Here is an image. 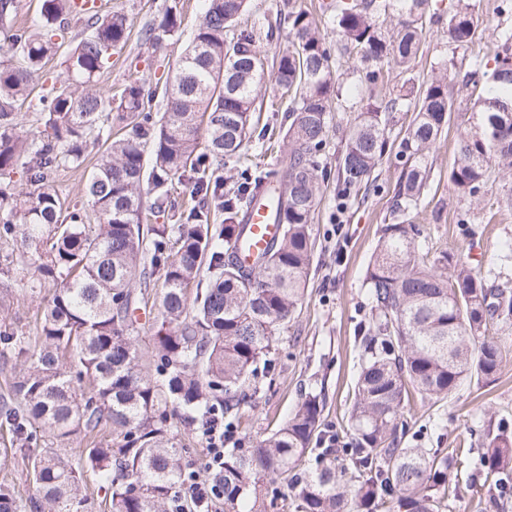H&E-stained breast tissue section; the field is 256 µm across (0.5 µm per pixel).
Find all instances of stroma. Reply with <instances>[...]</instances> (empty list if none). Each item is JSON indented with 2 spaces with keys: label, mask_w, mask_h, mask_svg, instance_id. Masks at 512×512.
<instances>
[{
  "label": "stroma",
  "mask_w": 512,
  "mask_h": 512,
  "mask_svg": "<svg viewBox=\"0 0 512 512\" xmlns=\"http://www.w3.org/2000/svg\"><path fill=\"white\" fill-rule=\"evenodd\" d=\"M100 2L103 9L126 11L133 25L127 42L113 49L98 79L99 88L114 95L126 84L139 83L146 93L153 95L154 111H163L165 99L161 90L200 22L201 0ZM298 2L316 20L343 99L330 114L331 131L321 155L324 174L319 178V203L312 220L315 248L304 300L280 335V359L274 384L263 389L255 402L240 412L236 435L249 437L254 445L275 432L308 393L319 391L326 397L325 423L336 428L341 442L350 440L348 418L361 363L359 326L369 314L365 276L381 225L396 221L391 206L401 166L394 150L406 137L413 115L396 113L389 133L391 151L376 168L366 196L341 207L336 203V156L343 130L356 113L364 111L367 99L419 92L451 68L465 74L476 54L490 55L496 51V24L503 21L512 26V14L502 18L497 15L501 0H472L487 23L478 28L469 49L457 48L448 41V14L453 0H431L429 10L437 14L438 20L427 25L417 56L404 70L384 65L378 82L370 84L366 81L370 64L359 54L342 50L323 10L328 0ZM282 4L283 0H247L237 25L245 28L263 22L274 26ZM172 6L181 15L178 33L162 49L145 45L140 38L142 27L161 19ZM41 23V0H14L11 12L0 19V60L9 59L14 53L6 39L7 33L20 27L35 29ZM286 36V29L274 26L272 36L260 37L257 43L270 73L276 70L278 53L286 44ZM358 85L363 87L364 96L351 95V88ZM452 95L456 117L426 157L431 168L430 187L421 204L407 212L405 220L419 226L417 244L422 251L435 255L444 250H462L472 266L499 267L500 284L512 289V265H500L497 259L499 243L512 239V207L500 202L502 194L512 190V176L496 175L493 194L485 196L479 205L455 198L448 172L457 156L474 93L472 87L459 81ZM287 107L280 89L272 80H264L256 99V126L268 127L274 137H283L288 127ZM51 295L48 288L32 294L17 290L0 294V318L24 331H33V313ZM402 412L406 444L418 442L423 447L438 449L443 455L459 446L479 447L487 431L495 428L500 420L512 422V357L495 379L466 380L452 399L434 403L410 394ZM433 421L440 422V429H430Z\"/></svg>",
  "instance_id": "stroma-1"
}]
</instances>
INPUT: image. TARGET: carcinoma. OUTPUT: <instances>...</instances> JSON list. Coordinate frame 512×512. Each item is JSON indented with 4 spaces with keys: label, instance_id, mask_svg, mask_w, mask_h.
<instances>
[{
    "label": "carcinoma",
    "instance_id": "1",
    "mask_svg": "<svg viewBox=\"0 0 512 512\" xmlns=\"http://www.w3.org/2000/svg\"><path fill=\"white\" fill-rule=\"evenodd\" d=\"M192 38L165 83L167 109L151 113L154 95L127 84L115 112L106 111L97 77L131 22L122 10L106 14L89 0H43L35 32L8 35L19 52L0 61V287L54 289L38 306L36 335L12 324L0 328V429L10 437L32 483L27 497L0 483V512H91L85 474L107 489L111 512H181L188 472L174 420L202 428L230 418L273 384L277 344L302 303L313 257L312 216L318 204L319 155L339 96L319 28L295 0L280 14L288 45L275 82L293 88L290 124L276 154L275 175L241 171L233 194L220 201L224 223H211L208 198L220 196L215 174L238 156L251 128L261 78L248 76L260 30L233 29L245 0H203ZM427 0H332L326 4L339 41L359 48L366 62L407 66L425 30ZM396 12L401 29L383 36L375 18ZM83 24L65 55V78L33 104L41 130L17 132L18 102L30 98L44 61L67 34V17ZM481 25L471 0H456L448 40L468 47ZM173 9L146 26L152 48L178 31ZM235 41V51L226 45ZM456 73L432 80L414 96L368 103L343 133L336 157V200L369 189L389 147L392 114H415L396 158L402 165L393 213L420 203L430 169L418 162L451 121ZM479 91L468 128L448 173L461 198L488 191L492 173L512 174V31L499 34L493 57L465 73ZM106 144L84 196L87 207L66 206L53 185L62 169H79L88 148ZM25 186H20L15 177ZM192 205L173 224L143 222L150 210L178 208L176 186ZM275 187L282 232L252 266L237 257L244 208L259 189ZM419 230L399 220L384 224L366 285L368 321L360 326V369L350 410V443L323 421L324 395L311 393L288 421L252 448L245 440L224 449L211 477L224 493L225 512H268L284 482L298 512H445L462 487L452 470L472 449L446 456L401 446V403L412 390L423 399L451 398L463 381L495 376L507 360L502 337L488 325L512 326V291L444 252L426 261L416 250ZM162 293L151 298L152 288ZM152 313L153 365L140 364V314ZM21 368H8L13 358ZM509 424L482 443L478 461L497 507L512 498ZM77 440L82 447H33L38 436Z\"/></svg>",
    "mask_w": 512,
    "mask_h": 512
}]
</instances>
